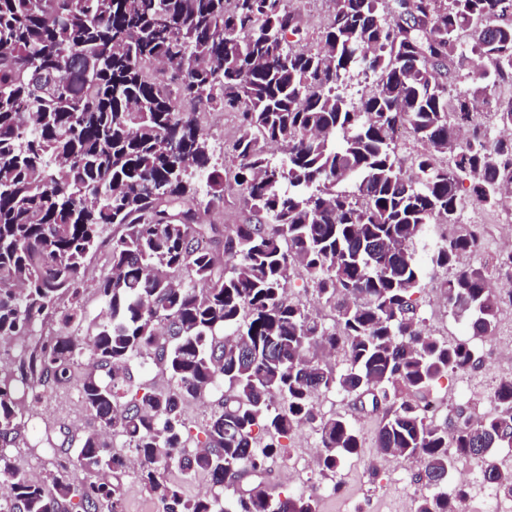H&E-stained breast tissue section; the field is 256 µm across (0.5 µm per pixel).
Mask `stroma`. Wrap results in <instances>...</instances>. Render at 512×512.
<instances>
[{"label":"stroma","mask_w":512,"mask_h":512,"mask_svg":"<svg viewBox=\"0 0 512 512\" xmlns=\"http://www.w3.org/2000/svg\"><path fill=\"white\" fill-rule=\"evenodd\" d=\"M206 126L215 157H222L240 134V122L234 112H206L200 116ZM465 222L485 228L481 248L470 255L471 264L490 262L500 254L506 238H512V214L507 209L467 207ZM436 279H426L419 293V304L425 319V329L433 335L451 342L466 341L470 333L464 320L453 318L441 302ZM77 376L43 393L31 405L35 421H47V428L27 433L26 446L14 449L13 455L21 466H33L36 473H44L48 466V443H61L64 437H80L94 427L91 415L81 405L78 377L84 366H77ZM315 406L323 414L343 415L349 418L362 435L359 454L345 461L337 480L340 490H333V479L319 471H297L289 475L288 469L301 449L314 448L318 438L311 428H303L281 438L278 456L270 464L268 481L281 495L306 493L319 500L320 512H412L415 499L424 491L417 474L418 462L402 459L379 458L372 439L378 425L377 416L362 412L350 398L329 392L316 399Z\"/></svg>","instance_id":"obj_1"}]
</instances>
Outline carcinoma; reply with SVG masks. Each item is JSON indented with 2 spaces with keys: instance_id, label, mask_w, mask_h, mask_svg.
<instances>
[{
  "instance_id": "carcinoma-1",
  "label": "carcinoma",
  "mask_w": 512,
  "mask_h": 512,
  "mask_svg": "<svg viewBox=\"0 0 512 512\" xmlns=\"http://www.w3.org/2000/svg\"><path fill=\"white\" fill-rule=\"evenodd\" d=\"M290 2L0 0V347L61 325L0 368V512H68L75 498L81 512H122L119 485L75 486L68 469L117 479L125 449L163 512H319L315 498L264 481L276 445L260 439L307 426L321 472L336 476L362 438L316 411L331 390L381 413L380 454L420 463L414 512H458L454 455L512 494L494 458L512 447V374L493 386L494 413L459 407L435 423L437 382L479 360L425 333L417 298L428 271H451L438 288L480 338L512 305L489 267L462 263L484 230L461 221L469 205H512V97L495 113L497 137L470 112L481 90L448 91L474 56L489 64L487 84H512V0H409L403 16L388 0H331L313 52L299 47ZM481 17L497 19L495 36L461 44ZM356 73L372 86L352 101L343 85ZM207 110L239 116L229 168L199 122ZM401 128L421 144L410 175ZM230 179L251 218L229 227L205 215ZM432 224L453 231L421 259ZM103 247L104 310L83 335L85 268ZM297 272L332 324L291 298ZM85 356L80 393L97 429L56 470L20 472L10 449L26 443L28 399L69 381ZM149 363L169 386L130 394L132 369ZM221 387L205 443L189 446L183 400ZM173 462L212 491L185 495L163 476Z\"/></svg>"
}]
</instances>
